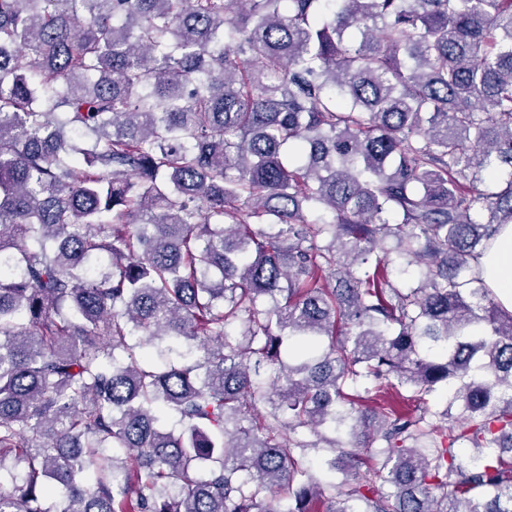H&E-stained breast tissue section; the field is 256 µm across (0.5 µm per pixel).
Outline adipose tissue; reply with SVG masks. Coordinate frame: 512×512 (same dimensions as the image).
Masks as SVG:
<instances>
[{
  "instance_id": "adipose-tissue-1",
  "label": "adipose tissue",
  "mask_w": 512,
  "mask_h": 512,
  "mask_svg": "<svg viewBox=\"0 0 512 512\" xmlns=\"http://www.w3.org/2000/svg\"><path fill=\"white\" fill-rule=\"evenodd\" d=\"M486 288L512 313V224L501 225L490 247L475 262Z\"/></svg>"
}]
</instances>
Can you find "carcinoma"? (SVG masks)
I'll return each instance as SVG.
<instances>
[{
	"label": "carcinoma",
	"instance_id": "carcinoma-1",
	"mask_svg": "<svg viewBox=\"0 0 512 512\" xmlns=\"http://www.w3.org/2000/svg\"><path fill=\"white\" fill-rule=\"evenodd\" d=\"M502 224L512 0H0V512H512ZM475 266L486 288L512 313V224L498 228L490 247L475 261Z\"/></svg>",
	"mask_w": 512,
	"mask_h": 512
}]
</instances>
